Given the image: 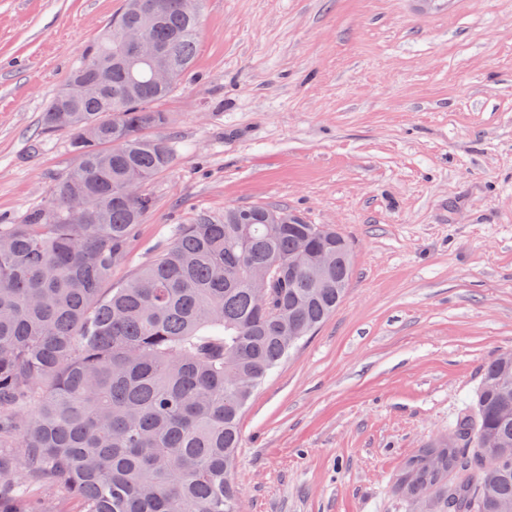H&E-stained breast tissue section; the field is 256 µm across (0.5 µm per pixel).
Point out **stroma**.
Masks as SVG:
<instances>
[{
	"mask_svg": "<svg viewBox=\"0 0 512 512\" xmlns=\"http://www.w3.org/2000/svg\"><path fill=\"white\" fill-rule=\"evenodd\" d=\"M123 0H0V224L78 164L41 113ZM174 165L121 284L175 229L283 207L353 250L336 312L241 420L242 512H426L396 487L512 349V0H203Z\"/></svg>",
	"mask_w": 512,
	"mask_h": 512,
	"instance_id": "35a3bbf8",
	"label": "stroma"
}]
</instances>
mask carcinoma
I'll return each instance as SVG.
<instances>
[{"mask_svg": "<svg viewBox=\"0 0 512 512\" xmlns=\"http://www.w3.org/2000/svg\"><path fill=\"white\" fill-rule=\"evenodd\" d=\"M145 2L125 0L44 110V132L67 131L78 166L26 223L0 224V512H48L61 488L78 512H240L231 474L244 409L347 291L348 241L318 224H264L263 205L180 225L110 286L152 206L129 181L175 159L166 137L143 131L169 127L156 104L192 68L200 29V11L156 0L148 36L169 73L158 83L119 40L143 23ZM71 200L94 223L71 219ZM322 251L340 259L327 285L288 274L295 256ZM453 433L458 445L407 464L406 494H432L436 509L451 498L454 512H512V351L484 366ZM480 441L495 466L469 464Z\"/></svg>", "mask_w": 512, "mask_h": 512, "instance_id": "cac0c4a2", "label": "carcinoma"}]
</instances>
